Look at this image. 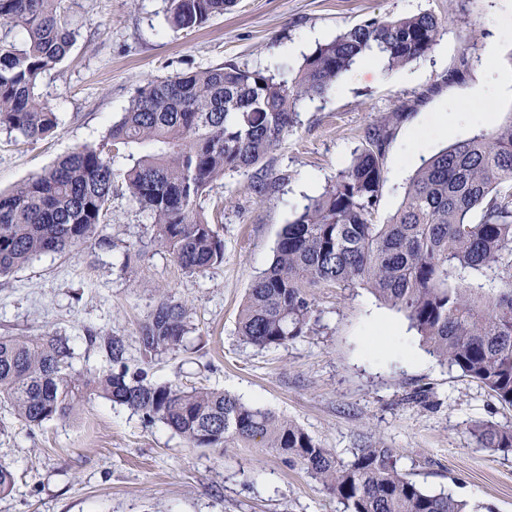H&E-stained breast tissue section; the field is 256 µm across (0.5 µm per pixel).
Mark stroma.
<instances>
[{
    "instance_id": "stroma-1",
    "label": "stroma",
    "mask_w": 512,
    "mask_h": 512,
    "mask_svg": "<svg viewBox=\"0 0 512 512\" xmlns=\"http://www.w3.org/2000/svg\"><path fill=\"white\" fill-rule=\"evenodd\" d=\"M68 4L78 36L41 88L57 127L37 142L0 130V191L78 146H101L147 80L224 64L295 66L373 17L426 11L441 28L425 58L394 71L357 63L326 96L302 102L292 131L262 163L279 178L274 191L255 194L249 172L213 184L200 206L224 241L223 263L181 270L151 243L150 218L118 181L98 229L107 246L42 254L0 278V336L69 337L76 367L91 372L107 361L87 332L120 336L135 363L153 289L167 288L190 309L194 330L156 359L154 379L260 404L344 459L383 437L426 490L452 494L472 512H512V455L478 449L469 434L479 421L512 425V408L429 354L369 289L312 288L317 320L284 347L254 348L236 329L283 226L347 166L369 127L386 119L392 132L373 216L381 224L423 159L512 120V87L482 100L470 94L487 51L512 74V14L503 0H236L192 31L168 24L165 0ZM228 196L233 206H225ZM0 461L15 476L0 512H340L335 497L275 449L192 448L162 422L102 398L33 431L0 407Z\"/></svg>"
}]
</instances>
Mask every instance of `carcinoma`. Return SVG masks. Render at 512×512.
Listing matches in <instances>:
<instances>
[{
  "instance_id": "1",
  "label": "carcinoma",
  "mask_w": 512,
  "mask_h": 512,
  "mask_svg": "<svg viewBox=\"0 0 512 512\" xmlns=\"http://www.w3.org/2000/svg\"><path fill=\"white\" fill-rule=\"evenodd\" d=\"M233 4L167 0V21L199 28ZM439 29L426 12L375 17L317 45L296 67L230 64L149 81L112 123L110 148L82 145L0 192V277L41 254L106 244L98 227L112 200L114 157L134 147L140 154H128L123 183L149 216L154 243L188 273L223 262L224 242L197 200L275 151L301 103L325 96L354 64L376 55L389 71L403 68L433 50ZM75 40L66 0H0L1 129L37 141L56 128L40 84ZM390 137L386 119L369 128L367 146L284 227L273 262L239 309L238 335L258 349L285 346L310 329V289L364 286L403 314L440 362L512 407V119L425 160L394 215L375 224ZM155 293L137 331L135 365L119 336L88 333L108 362L93 374L76 368L66 336H0V405L33 430L103 398L164 423L194 448H274L343 512H467L465 502L412 480L380 437L345 462L269 409L150 377V364L192 330L190 310L164 288ZM470 434L489 452L512 454L511 426L478 422ZM14 485L12 467L0 462V496Z\"/></svg>"
}]
</instances>
